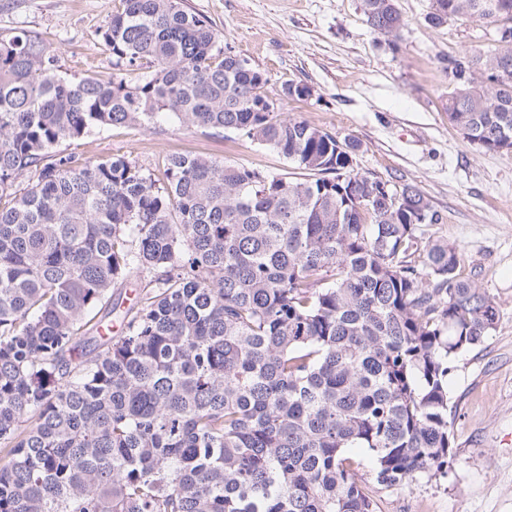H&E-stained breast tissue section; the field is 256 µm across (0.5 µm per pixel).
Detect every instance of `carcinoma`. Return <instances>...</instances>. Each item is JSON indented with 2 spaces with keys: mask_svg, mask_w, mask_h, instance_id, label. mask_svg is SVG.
I'll use <instances>...</instances> for the list:
<instances>
[{
  "mask_svg": "<svg viewBox=\"0 0 512 512\" xmlns=\"http://www.w3.org/2000/svg\"><path fill=\"white\" fill-rule=\"evenodd\" d=\"M119 2L109 79L0 32V512H374L349 448L387 487L448 473V377L498 315L456 248L421 245L428 198L265 111L267 79L180 0ZM361 10L404 26L395 0ZM450 19L506 27L450 62L444 109L512 153V0H431ZM163 115L300 176L173 155L159 185L126 155L58 150ZM132 276L126 307L112 288Z\"/></svg>",
  "mask_w": 512,
  "mask_h": 512,
  "instance_id": "cac0c4a2",
  "label": "carcinoma"
}]
</instances>
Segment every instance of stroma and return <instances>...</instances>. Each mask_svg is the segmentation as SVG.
Returning <instances> with one entry per match:
<instances>
[{"label": "stroma", "instance_id": "1", "mask_svg": "<svg viewBox=\"0 0 512 512\" xmlns=\"http://www.w3.org/2000/svg\"><path fill=\"white\" fill-rule=\"evenodd\" d=\"M182 4L263 74L280 113L355 144L356 171L421 190L439 216L424 226L422 240L456 247L460 277L497 308L495 330L456 358L449 377L455 461L447 477L384 487L373 479L366 450L349 449L375 512H512V155L477 149L444 110L453 83L450 61L487 46L492 29L456 20L433 25L426 19L430 0H396L405 25L395 38L370 29L360 0ZM118 6V0H0V31L37 33L67 76L106 79L112 55L100 30ZM290 83L308 85L311 97L284 98ZM74 150L87 162L129 156L159 181L173 154L239 162L274 175L291 171L273 149L172 119L148 130L98 129Z\"/></svg>", "mask_w": 512, "mask_h": 512}]
</instances>
